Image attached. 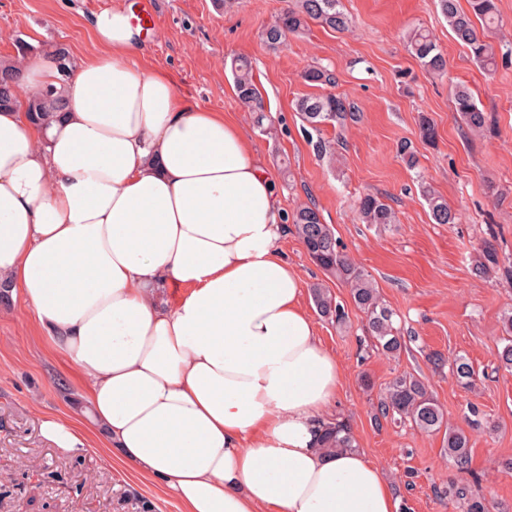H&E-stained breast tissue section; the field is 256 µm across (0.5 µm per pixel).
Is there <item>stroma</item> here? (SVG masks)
<instances>
[{
    "label": "stroma",
    "instance_id": "stroma-1",
    "mask_svg": "<svg viewBox=\"0 0 512 512\" xmlns=\"http://www.w3.org/2000/svg\"><path fill=\"white\" fill-rule=\"evenodd\" d=\"M130 0H0V60L17 56L18 40L35 55L65 45L72 58L94 50L88 21L114 2ZM285 0H153L155 27L144 38L141 62L156 66L190 103L237 119L273 175L285 213L314 202L341 247L378 285L396 313L406 346L399 357H360L363 315L348 288L308 256L292 232L278 241L303 290L329 288L349 313L344 325L318 316L324 346L342 370L331 409L351 429L360 451L380 465L399 498L400 512H456L444 489L474 485L494 506L512 512V372L499 368L505 344L503 317L512 312V278L499 269L477 273L486 246L512 262V0H496L501 23L493 43L497 65L487 70L449 34L437 0H342L349 30L310 23L285 46L270 49L261 37ZM422 27L448 59V74L426 72L405 46L409 29ZM251 61L278 129L268 139L239 103L231 58ZM336 75L335 94L352 99L359 122L344 130L324 127L339 141L338 167L320 161L294 109L311 91L302 79L310 64ZM471 89L490 116L493 133L477 135L454 109L453 90ZM435 125V144L420 138L418 117ZM417 157L408 168L398 149ZM291 178H283L280 159ZM426 181L457 213L437 224L420 194ZM383 197L397 221L363 224L360 196ZM466 356L478 377L461 388L433 355ZM410 372L422 377L449 421L465 428L472 448L469 471L444 452L442 434L427 435L377 419L384 386ZM75 368L39 336L22 299L0 303V512H136L127 492L152 501L157 512H182L164 487L146 482L103 447L78 453L55 448L41 434L46 417L85 423L74 397L83 396Z\"/></svg>",
    "mask_w": 512,
    "mask_h": 512
}]
</instances>
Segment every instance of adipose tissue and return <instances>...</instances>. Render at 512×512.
<instances>
[{
  "label": "adipose tissue",
  "mask_w": 512,
  "mask_h": 512,
  "mask_svg": "<svg viewBox=\"0 0 512 512\" xmlns=\"http://www.w3.org/2000/svg\"><path fill=\"white\" fill-rule=\"evenodd\" d=\"M89 26L57 121L0 111V288L76 367L94 425L42 435L102 441L184 512H399L365 453L320 450L340 367L246 129L141 67L125 9Z\"/></svg>",
  "instance_id": "1"
}]
</instances>
